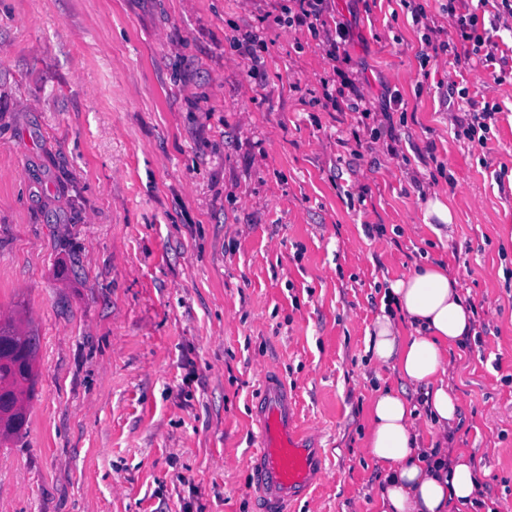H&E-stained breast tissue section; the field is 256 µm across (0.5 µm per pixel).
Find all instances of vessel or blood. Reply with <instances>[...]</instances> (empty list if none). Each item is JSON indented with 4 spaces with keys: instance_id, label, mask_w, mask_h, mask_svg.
Wrapping results in <instances>:
<instances>
[{
    "instance_id": "obj_1",
    "label": "vessel or blood",
    "mask_w": 512,
    "mask_h": 512,
    "mask_svg": "<svg viewBox=\"0 0 512 512\" xmlns=\"http://www.w3.org/2000/svg\"><path fill=\"white\" fill-rule=\"evenodd\" d=\"M257 411L259 445L250 488L259 512H288L289 504L307 493L322 464L317 449L308 447L294 428L296 407L279 376H263Z\"/></svg>"
}]
</instances>
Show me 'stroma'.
I'll use <instances>...</instances> for the list:
<instances>
[{"instance_id":"stroma-1","label":"stroma","mask_w":512,"mask_h":512,"mask_svg":"<svg viewBox=\"0 0 512 512\" xmlns=\"http://www.w3.org/2000/svg\"><path fill=\"white\" fill-rule=\"evenodd\" d=\"M291 4L0 0V322L40 338L0 512H258L268 367L325 457L292 512H377L374 399H407L423 447L440 439L427 385L366 352L383 288L424 263L487 326L449 353L452 445L512 512V15L477 11L495 80L439 48L462 0H328L314 31ZM340 22L349 78L399 99L393 137L322 95ZM452 84L496 107L485 145L458 135Z\"/></svg>"}]
</instances>
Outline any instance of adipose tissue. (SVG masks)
Listing matches in <instances>:
<instances>
[{"label": "adipose tissue", "mask_w": 512, "mask_h": 512, "mask_svg": "<svg viewBox=\"0 0 512 512\" xmlns=\"http://www.w3.org/2000/svg\"><path fill=\"white\" fill-rule=\"evenodd\" d=\"M405 320L412 334H404ZM473 333L474 314L457 279L442 265L425 263L386 288L381 313L366 332V351L404 382L432 384L424 404L444 433L457 414L444 382L448 354ZM414 417V406L390 392L372 404L368 448L384 467L377 512H475L480 476L469 454L421 447Z\"/></svg>", "instance_id": "ef3b65f1"}]
</instances>
